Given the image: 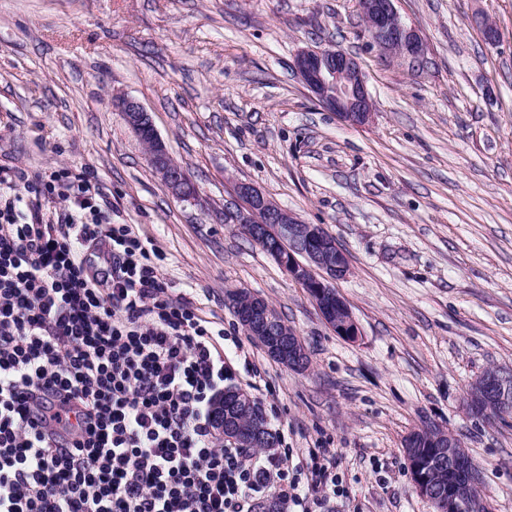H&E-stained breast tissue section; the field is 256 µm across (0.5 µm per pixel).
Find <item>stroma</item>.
I'll return each instance as SVG.
<instances>
[{
  "instance_id": "35a3bbf8",
  "label": "stroma",
  "mask_w": 512,
  "mask_h": 512,
  "mask_svg": "<svg viewBox=\"0 0 512 512\" xmlns=\"http://www.w3.org/2000/svg\"><path fill=\"white\" fill-rule=\"evenodd\" d=\"M422 60L382 52L355 0H0V165L99 184L161 256L163 277L237 338L252 396L300 452L324 448L347 487L327 512H433L408 433H454L512 512V417L477 419L468 385L512 371V0H398ZM501 31L487 44L473 23ZM304 47L358 60L375 113L342 123L299 80ZM138 100L198 197L150 168L113 94ZM254 184L347 253L333 286L360 336L321 319L305 288L229 220ZM268 301L299 336L303 371L272 359L228 299Z\"/></svg>"
}]
</instances>
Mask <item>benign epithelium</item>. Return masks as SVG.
Wrapping results in <instances>:
<instances>
[{
  "label": "benign epithelium",
  "instance_id": "7a95c632",
  "mask_svg": "<svg viewBox=\"0 0 512 512\" xmlns=\"http://www.w3.org/2000/svg\"><path fill=\"white\" fill-rule=\"evenodd\" d=\"M360 14L372 41L385 52L411 61L424 54L416 31L406 25L396 8V0H358ZM475 23L484 40L495 45L500 40L497 26L479 13ZM294 67L303 85L328 111L351 126L367 124L374 113V102L358 61L332 49L305 48L295 58ZM113 107L123 112L130 129L144 142L149 164L164 186L177 198L195 194V186L186 171L172 158L166 143L157 134L145 108L129 97H115ZM236 195L246 207L233 214L236 224H245L288 275L303 287L311 288L323 321L336 334L348 340L359 335L353 313L331 282L350 272L347 254L318 224H306L294 213L274 206L271 200L250 182L240 181ZM241 324L265 347L267 353L294 370L308 366L307 352L295 331L277 322L260 298L251 299V307L242 314ZM235 414H250L251 396L236 389L229 394ZM467 406L475 417H484L495 409L512 411V372L498 369L484 372L468 387ZM219 433L236 441L241 448H254L260 442L273 443L265 427L244 429L224 417V403L215 410ZM417 433L432 449L437 462L423 467L419 452L404 441L408 469L416 491L428 499L435 512H490L480 493L481 470L472 461L460 440L448 430L427 424Z\"/></svg>",
  "mask_w": 512,
  "mask_h": 512
}]
</instances>
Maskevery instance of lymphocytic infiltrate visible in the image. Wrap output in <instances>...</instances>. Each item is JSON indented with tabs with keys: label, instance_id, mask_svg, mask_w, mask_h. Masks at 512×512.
Here are the masks:
<instances>
[{
	"label": "lymphocytic infiltrate",
	"instance_id": "lymphocytic-infiltrate-1",
	"mask_svg": "<svg viewBox=\"0 0 512 512\" xmlns=\"http://www.w3.org/2000/svg\"><path fill=\"white\" fill-rule=\"evenodd\" d=\"M173 293L134 225L62 169L0 166V512H313L324 453L220 441L240 343Z\"/></svg>",
	"mask_w": 512,
	"mask_h": 512
}]
</instances>
